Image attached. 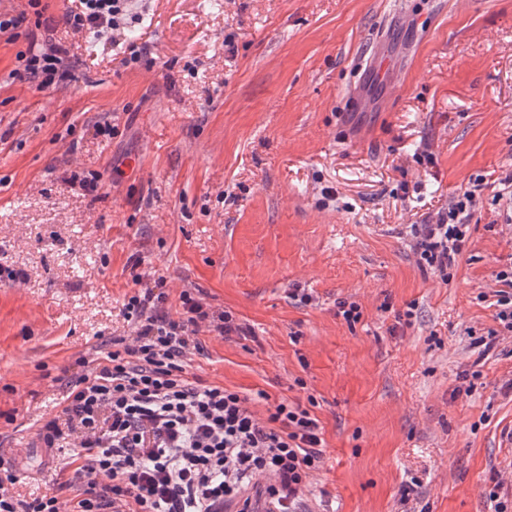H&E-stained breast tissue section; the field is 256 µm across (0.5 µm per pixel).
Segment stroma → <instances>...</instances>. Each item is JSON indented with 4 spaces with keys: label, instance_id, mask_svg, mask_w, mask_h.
I'll return each instance as SVG.
<instances>
[{
    "label": "stroma",
    "instance_id": "35a3bbf8",
    "mask_svg": "<svg viewBox=\"0 0 512 512\" xmlns=\"http://www.w3.org/2000/svg\"><path fill=\"white\" fill-rule=\"evenodd\" d=\"M405 2L390 22L394 0H135L109 39L63 24L80 0H44L71 71L45 89L10 77L34 18L0 35V265L26 274L0 284L13 493L51 488L64 453L37 430L128 333L122 304L146 273L169 314L187 291L252 329H201L190 373L258 413L285 399L318 419L307 512H493L495 482L512 494V337L479 347L512 263L497 201L512 0ZM75 174L98 175V192ZM475 184L482 206L445 282L418 268L409 227Z\"/></svg>",
    "mask_w": 512,
    "mask_h": 512
}]
</instances>
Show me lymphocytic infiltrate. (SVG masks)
<instances>
[{
    "mask_svg": "<svg viewBox=\"0 0 512 512\" xmlns=\"http://www.w3.org/2000/svg\"><path fill=\"white\" fill-rule=\"evenodd\" d=\"M127 7L128 0H81L66 22L77 32L101 31L116 26ZM69 54L45 26L40 42L17 53L12 75L41 88L57 85ZM479 205L476 188H468L411 225L421 270L449 280ZM166 300L159 280L127 297L123 315L133 337H113L111 351L69 384L59 413L38 430L40 446L50 450L74 441L51 492L17 498L10 490L16 479L6 474L0 512H215L255 496L271 512H299L308 479L324 461L317 418L285 400L257 414L240 392L189 375L201 325L221 336L243 328L187 293L178 316H169ZM76 477L85 480L82 492L63 498Z\"/></svg>",
    "mask_w": 512,
    "mask_h": 512,
    "instance_id": "lymphocytic-infiltrate-1",
    "label": "lymphocytic infiltrate"
}]
</instances>
